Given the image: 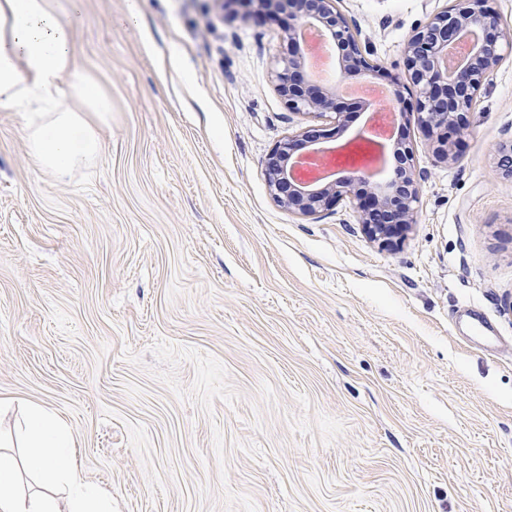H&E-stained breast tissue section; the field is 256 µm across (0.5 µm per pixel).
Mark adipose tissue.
Instances as JSON below:
<instances>
[{
	"mask_svg": "<svg viewBox=\"0 0 512 512\" xmlns=\"http://www.w3.org/2000/svg\"><path fill=\"white\" fill-rule=\"evenodd\" d=\"M0 110L18 114L30 155L56 178L101 148L112 106L78 75L73 25L54 0H0ZM0 512H112L103 490L85 486L68 428L40 406L27 408L25 443L0 440Z\"/></svg>",
	"mask_w": 512,
	"mask_h": 512,
	"instance_id": "ef3b65f1",
	"label": "adipose tissue"
}]
</instances>
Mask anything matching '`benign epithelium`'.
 Returning a JSON list of instances; mask_svg holds the SVG:
<instances>
[{
  "mask_svg": "<svg viewBox=\"0 0 512 512\" xmlns=\"http://www.w3.org/2000/svg\"><path fill=\"white\" fill-rule=\"evenodd\" d=\"M254 6L256 15L288 17V56L277 62L271 81L288 107L301 114L326 117L345 125L337 93L303 80L306 61L302 32L316 29L335 48L339 71L353 78H372L380 68L365 57L359 33L348 24L336 0H240ZM469 38V51L453 71L441 65L448 47ZM504 35L499 18L480 0H457L432 14L416 27L404 44L407 80L416 91V117L431 142L434 155L455 158L456 145L449 133L467 129L472 108L490 75L505 59ZM320 130L310 126L277 145L266 161V177L274 199L288 210L312 217L355 192L365 172L347 173L325 182L300 183L294 165L306 152L324 151ZM398 151L405 164L397 175L374 182L373 191L358 199L357 207L368 236L384 247L401 243L417 221L418 200L412 148L402 143Z\"/></svg>",
  "mask_w": 512,
  "mask_h": 512,
  "instance_id": "1",
  "label": "benign epithelium"
}]
</instances>
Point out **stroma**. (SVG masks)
I'll return each instance as SVG.
<instances>
[{
    "label": "stroma",
    "instance_id": "obj_1",
    "mask_svg": "<svg viewBox=\"0 0 512 512\" xmlns=\"http://www.w3.org/2000/svg\"><path fill=\"white\" fill-rule=\"evenodd\" d=\"M451 0H339L386 80ZM286 20L233 0H83L112 105L60 182L0 111V438L39 405L112 512H504L512 505V52L456 159L415 122L418 222L381 248L343 199L279 206L265 164L316 125L270 81ZM471 306L499 338L469 340Z\"/></svg>",
    "mask_w": 512,
    "mask_h": 512
}]
</instances>
